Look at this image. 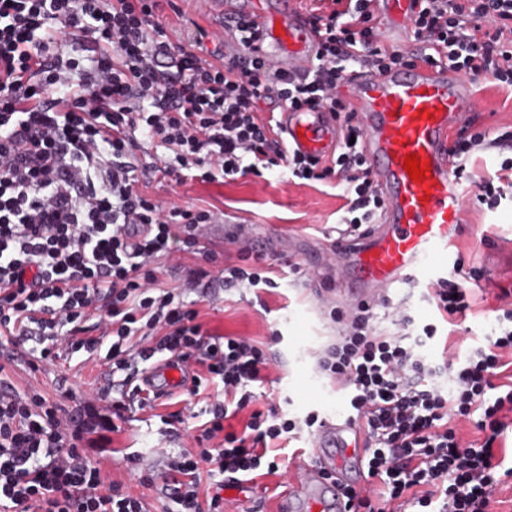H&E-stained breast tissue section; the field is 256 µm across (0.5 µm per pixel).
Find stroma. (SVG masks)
Instances as JSON below:
<instances>
[{"instance_id":"stroma-1","label":"stroma","mask_w":512,"mask_h":512,"mask_svg":"<svg viewBox=\"0 0 512 512\" xmlns=\"http://www.w3.org/2000/svg\"><path fill=\"white\" fill-rule=\"evenodd\" d=\"M180 7L184 12L180 18L171 10L163 12L172 40L188 42L200 26L215 31L217 21L202 0H182ZM472 89L477 129L495 133L512 127V91L484 77L476 78ZM139 187L158 199L214 213L212 231L200 235L199 244L215 253V261L190 254L178 261L162 257L156 262L157 275L164 287L180 289L185 300L195 302L203 332L212 336H247L276 352L269 370L270 383L257 389V408L263 410L272 403L286 415L301 417L311 410L320 411L326 418L349 415L344 395L318 373L311 356L312 351L327 347L336 339L335 324L313 297L320 283L292 270L296 264L308 267L310 252L336 225L344 200L335 181L298 180L289 175L287 168L280 167L260 177L249 174L212 183L191 179L179 182L156 174L141 179ZM477 193L473 187L467 195L465 220L455 229L453 255L464 267L480 269L475 292L492 305L500 288H512V255L499 251L500 246H512V202L490 208L477 202ZM239 220L250 224L257 236L278 234L291 238L290 246L265 255L274 270L276 288L256 293L225 289V265L239 263L241 256L251 252L245 240L224 233L225 226ZM203 269L208 272L204 278L199 275ZM11 352V344L0 338V378L20 391L32 385L52 398L57 394L58 381L63 379L81 395L111 386L113 381L111 365L101 356L90 360L82 351L65 354L56 365L32 373L20 361L11 359ZM223 398V384L217 379L196 397L174 393L155 409L134 412L119 422L116 432L87 434L85 445L90 456L100 460L110 479L123 481L132 494L145 497L153 512H176V504L165 497L160 487L139 484L129 460L139 456L155 461L160 449L177 451L181 442L172 433L171 415H179L186 426H197L209 420L213 404ZM277 446V460L283 463V472L226 488L224 512H276L287 490L286 468L310 462L313 452L308 435L293 441L279 440Z\"/></svg>"}]
</instances>
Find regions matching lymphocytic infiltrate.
Wrapping results in <instances>:
<instances>
[{"label":"lymphocytic infiltrate","mask_w":512,"mask_h":512,"mask_svg":"<svg viewBox=\"0 0 512 512\" xmlns=\"http://www.w3.org/2000/svg\"><path fill=\"white\" fill-rule=\"evenodd\" d=\"M372 0H310L318 41L313 78L298 83L257 55H246L256 23L242 22L236 47L207 59L203 39L172 41L160 19L176 0H0V329L13 348L40 344L30 370L62 353L105 351L113 371H135L157 355L195 366L191 395L220 378L215 404L194 445L168 456L163 474L140 465L146 486L162 481L179 512H224L220 492L200 495L202 476L274 474L269 448L315 433L318 414L282 418L256 409L271 356L244 336H208L184 294L162 287L156 259L195 253L210 211L163 202L136 191L130 158L148 141L145 171L177 180H233L280 166L300 180L337 179L347 201L346 232L376 223L382 201L361 154L363 132L347 120L328 160L286 153L262 104L344 111L337 97L345 71L383 70L416 60L469 77L489 75L512 88V0H417L410 51L377 40ZM81 49L64 56L58 34ZM512 148V130L456 138L453 174L470 181V158ZM147 225L129 243V228ZM427 295L441 322L457 326L475 303L466 283L446 278ZM97 313L100 336L85 321ZM335 343L315 352L319 372L349 397L368 451L367 485L346 492L351 512L378 504L424 512H491L496 471L506 459L496 441L512 413V312L497 318L488 344L437 381L421 350L437 328L413 333L401 304L351 315L332 309ZM389 320L390 329L377 325ZM72 389L50 400L36 391L0 389V512H148L144 499L105 481L85 447L91 405L70 412ZM247 413L241 432L226 420ZM483 441H467L462 425Z\"/></svg>","instance_id":"f902f5d3"}]
</instances>
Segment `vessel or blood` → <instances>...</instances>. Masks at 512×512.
Masks as SVG:
<instances>
[{"mask_svg": "<svg viewBox=\"0 0 512 512\" xmlns=\"http://www.w3.org/2000/svg\"><path fill=\"white\" fill-rule=\"evenodd\" d=\"M233 36L244 19H256L253 44L276 69L307 75L315 58L314 39L305 18L290 0H280L256 15L252 0H206ZM383 37L401 35L414 14L413 0H376ZM363 130L362 152L384 200L378 224L357 244L337 240L331 252L316 255L312 270L329 268L341 282L336 292L318 294L325 306L349 314L377 304L390 288L415 275L430 281L437 261L455 244L454 229L463 220L468 191L454 179L448 160V132L475 109L470 80L443 64L408 65L390 70L355 67L338 90ZM278 126L287 151L310 157L332 155L340 128L331 112L282 107ZM417 154L431 164V179L411 181L402 163ZM145 395L190 388L184 363L163 360L138 373ZM362 440L348 418L325 420L313 437L315 461L294 468L280 512H347L344 486L366 482V467L356 450Z\"/></svg>", "mask_w": 512, "mask_h": 512, "instance_id": "b4317fda", "label": "vessel or blood"}]
</instances>
